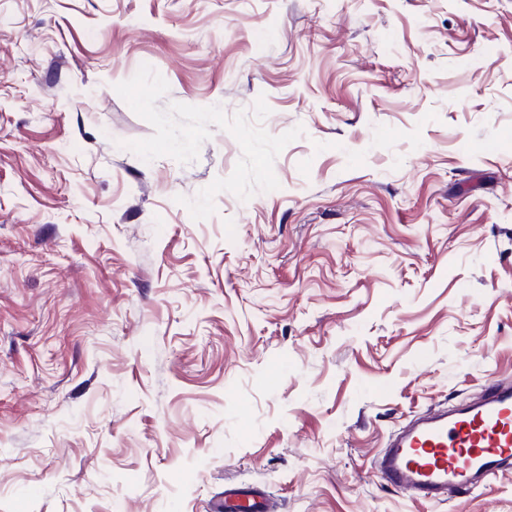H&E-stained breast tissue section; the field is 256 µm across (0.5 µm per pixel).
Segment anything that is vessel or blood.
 <instances>
[{
    "label": "vessel or blood",
    "mask_w": 512,
    "mask_h": 512,
    "mask_svg": "<svg viewBox=\"0 0 512 512\" xmlns=\"http://www.w3.org/2000/svg\"><path fill=\"white\" fill-rule=\"evenodd\" d=\"M388 485L428 502L474 489L512 467V384L497 382L455 410L420 416L394 434L376 460ZM224 512H276L246 488L224 493Z\"/></svg>",
    "instance_id": "vessel-or-blood-1"
}]
</instances>
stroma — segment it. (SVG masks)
I'll use <instances>...</instances> for the list:
<instances>
[{
	"label": "stroma",
	"mask_w": 512,
	"mask_h": 512,
	"mask_svg": "<svg viewBox=\"0 0 512 512\" xmlns=\"http://www.w3.org/2000/svg\"><path fill=\"white\" fill-rule=\"evenodd\" d=\"M252 110L280 187L124 149L115 84ZM512 383V0H0V512H512V474L432 504L374 461ZM273 501L263 498L258 492L246 488L224 491L225 512H277Z\"/></svg>",
	"instance_id": "stroma-1"
}]
</instances>
